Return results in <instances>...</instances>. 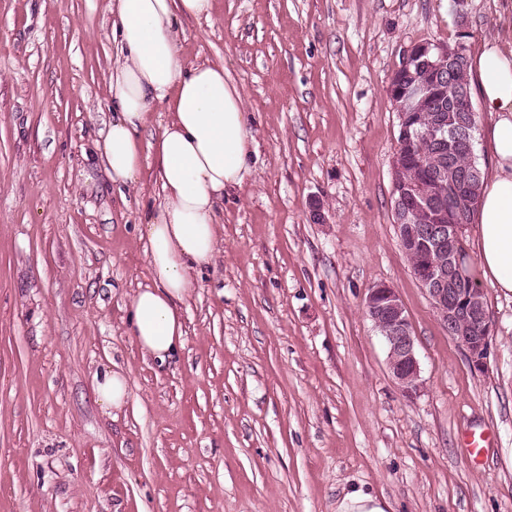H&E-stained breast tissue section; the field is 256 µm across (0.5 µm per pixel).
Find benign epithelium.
<instances>
[{
	"mask_svg": "<svg viewBox=\"0 0 512 512\" xmlns=\"http://www.w3.org/2000/svg\"><path fill=\"white\" fill-rule=\"evenodd\" d=\"M462 49L447 51L430 43L411 46L404 53L399 70L422 60L436 75H444L460 63ZM448 92V147L464 142L468 150H473L474 132L459 139L453 124L455 112L474 111L469 91L459 83L450 80L447 84L427 89L414 81L407 88L408 99L425 101L440 100L443 92ZM401 125V139L393 155L392 164H398L401 148L411 139L408 109L398 107ZM478 176L471 169L466 178H460L454 168H448V194H436L431 186L413 185L401 189L393 205V221L405 230L407 241L427 244L433 260L417 274L426 291L437 317L448 335L466 352L471 367L483 371L487 364L493 324L480 288L467 284L465 259L454 250L453 242L466 223L465 209L468 204L467 189ZM430 206L435 211L437 223L431 225L425 238L416 237V231L408 224L413 208ZM364 313L374 328L383 337L388 347V368L400 390L411 395L419 388L420 368L416 355L415 340L410 321L396 289L378 285L370 289L364 299Z\"/></svg>",
	"mask_w": 512,
	"mask_h": 512,
	"instance_id": "benign-epithelium-1",
	"label": "benign epithelium"
}]
</instances>
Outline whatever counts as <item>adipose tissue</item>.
I'll return each instance as SVG.
<instances>
[{
	"instance_id": "adipose-tissue-1",
	"label": "adipose tissue",
	"mask_w": 512,
	"mask_h": 512,
	"mask_svg": "<svg viewBox=\"0 0 512 512\" xmlns=\"http://www.w3.org/2000/svg\"><path fill=\"white\" fill-rule=\"evenodd\" d=\"M214 0H112V40L119 56L108 76L112 120L95 142L112 183H135L151 164L161 200L140 225L150 283L130 301L139 347L166 361L185 342L182 305L218 246L224 200L250 173L253 117L223 65L189 63L181 54L178 18L208 19ZM470 87L492 122L485 130L491 169L473 214L483 274L512 293V40L494 38L469 58ZM167 119L143 152L140 132L148 108Z\"/></svg>"
}]
</instances>
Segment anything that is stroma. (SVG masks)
<instances>
[{
  "label": "stroma",
  "instance_id": "1",
  "mask_svg": "<svg viewBox=\"0 0 512 512\" xmlns=\"http://www.w3.org/2000/svg\"><path fill=\"white\" fill-rule=\"evenodd\" d=\"M108 4L0 0V512H338L353 493L384 512H512V293L480 283L493 337L474 371L391 202L405 50L474 54L507 33L495 0H215L179 21L185 59L238 87L256 151L163 364L128 324L157 189L115 188L93 158ZM380 283L411 324L409 397L363 311ZM112 370L129 385L114 415L94 392ZM473 431L491 437L474 460Z\"/></svg>",
  "mask_w": 512,
  "mask_h": 512
}]
</instances>
